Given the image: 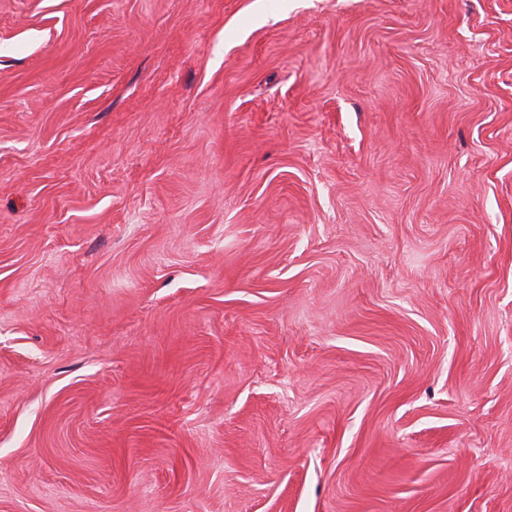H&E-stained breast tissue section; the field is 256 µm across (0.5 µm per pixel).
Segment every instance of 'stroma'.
<instances>
[{"label": "stroma", "instance_id": "1", "mask_svg": "<svg viewBox=\"0 0 512 512\" xmlns=\"http://www.w3.org/2000/svg\"><path fill=\"white\" fill-rule=\"evenodd\" d=\"M0 512H512V0H0Z\"/></svg>", "mask_w": 512, "mask_h": 512}]
</instances>
